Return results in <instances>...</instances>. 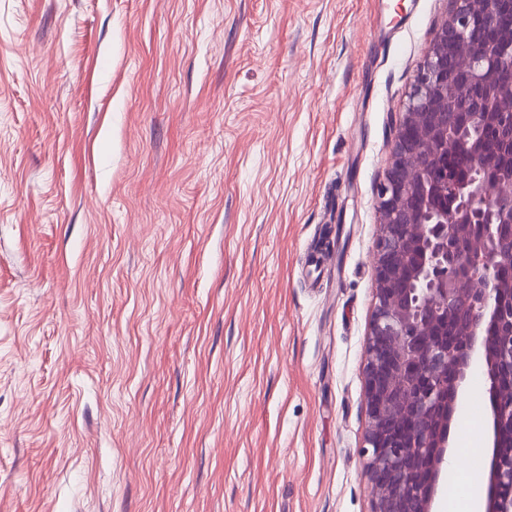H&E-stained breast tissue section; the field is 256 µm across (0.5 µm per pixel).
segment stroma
Returning <instances> with one entry per match:
<instances>
[{"label":"stroma","mask_w":512,"mask_h":512,"mask_svg":"<svg viewBox=\"0 0 512 512\" xmlns=\"http://www.w3.org/2000/svg\"><path fill=\"white\" fill-rule=\"evenodd\" d=\"M447 7L0 0V512H371L378 192Z\"/></svg>","instance_id":"35a3bbf8"}]
</instances>
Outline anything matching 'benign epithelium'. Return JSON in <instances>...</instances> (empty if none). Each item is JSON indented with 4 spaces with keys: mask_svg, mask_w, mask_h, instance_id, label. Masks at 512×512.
I'll use <instances>...</instances> for the list:
<instances>
[{
    "mask_svg": "<svg viewBox=\"0 0 512 512\" xmlns=\"http://www.w3.org/2000/svg\"><path fill=\"white\" fill-rule=\"evenodd\" d=\"M426 46L379 190L375 306L364 371V471L372 512H432L469 370L484 362L494 452L485 512H512V0H449ZM462 46L448 57V44ZM487 129L500 144L489 150ZM452 152L471 177L434 183Z\"/></svg>",
    "mask_w": 512,
    "mask_h": 512,
    "instance_id": "7a95c632",
    "label": "benign epithelium"
}]
</instances>
